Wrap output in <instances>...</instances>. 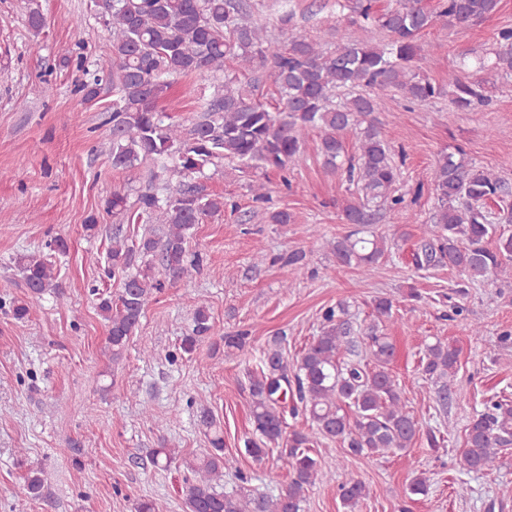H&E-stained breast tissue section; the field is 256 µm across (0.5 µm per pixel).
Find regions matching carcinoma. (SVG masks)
<instances>
[{
  "label": "carcinoma",
  "instance_id": "obj_1",
  "mask_svg": "<svg viewBox=\"0 0 512 512\" xmlns=\"http://www.w3.org/2000/svg\"><path fill=\"white\" fill-rule=\"evenodd\" d=\"M500 0H437L432 10L420 0L379 6L376 0H354L351 10L367 28L386 33L387 41L340 37L333 51L321 41L293 32V12L280 14L277 34L248 21L245 0H101V18L112 52V168L124 170L143 161L163 164L175 180L159 195L145 192L136 200V219L149 222L160 215L162 228L148 229L137 244L112 235L107 253L108 276L119 279L115 294L100 298L98 308L107 322L105 340L112 360L122 357L126 344L156 295L168 286H189L188 267L192 230L224 212V196L212 194L196 181L204 168L219 159L238 160L263 170L286 172L304 160L305 137L319 134L324 165L340 171L356 187L340 212L357 226L331 244L337 263L356 267L373 278L389 255L397 230L389 224L379 233L386 211L398 208L404 197L394 194L400 168L391 146L371 120L382 107L379 92L394 88L411 105L426 107L443 94L452 111H475L486 105L484 83L455 71L448 72V88L430 80L431 57L421 38L436 22L464 29L499 9ZM492 68L512 77V28L498 31ZM234 61L255 73L247 85L224 78L222 89L190 126L166 117L158 101L171 87L169 78L194 75L207 78ZM269 80L277 100L270 106L255 97L256 84ZM103 79L80 82L76 92L90 102ZM351 96L336 102V92ZM355 132L357 153L345 149L343 134ZM437 206L430 214L425 237L413 261L417 269L446 264L474 281L490 276L512 279V233L508 218L488 203L509 195V186L492 170L479 169L456 146L440 153L431 177ZM495 247H488V240ZM158 257L163 277L152 264L129 272L136 256ZM16 265L27 288L26 298L13 306V318L23 322L46 294L65 298L52 265L39 253L21 254ZM393 301L374 300L373 313L383 323L391 320ZM210 314L204 306L193 315V325L179 351L192 354L210 335ZM274 337L254 375L250 392L257 442L247 439L245 451L259 459L271 445L286 442L284 463L291 478L278 496L220 493L216 485L231 468L224 454V434L211 411L201 412L199 423L209 434L210 448L180 459L177 448H155L151 462L167 468L182 461L193 478L186 482L187 512H301V504L317 480L321 464L310 445L317 437L336 439L353 457L383 458L411 447L422 424L403 398L400 383L390 370L394 346L377 325L358 335L339 302L322 313L319 333L288 369L281 344ZM458 353L440 339L425 344L420 371L436 387L441 405L448 404V376L455 373ZM308 415V431H287L288 415ZM512 446V403L487 402L468 424L463 461L475 471L493 472L502 449ZM41 471L27 477V500L15 506L26 512L27 502L40 496ZM346 512H356L367 495L365 484L353 477L340 486Z\"/></svg>",
  "mask_w": 512,
  "mask_h": 512
}]
</instances>
